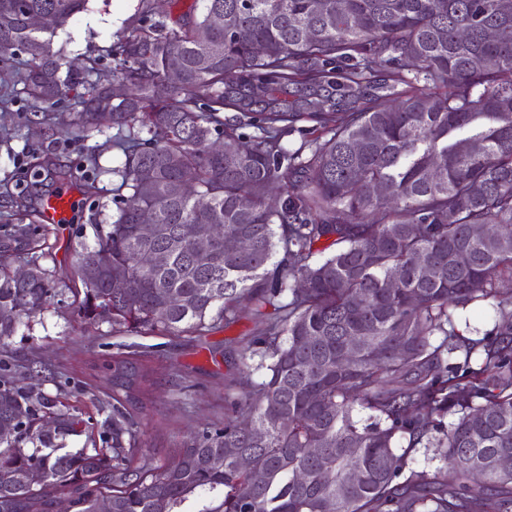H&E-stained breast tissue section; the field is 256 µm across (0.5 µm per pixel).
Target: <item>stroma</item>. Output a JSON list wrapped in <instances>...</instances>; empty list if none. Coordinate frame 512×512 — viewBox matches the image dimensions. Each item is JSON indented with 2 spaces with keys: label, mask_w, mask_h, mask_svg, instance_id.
<instances>
[{
  "label": "stroma",
  "mask_w": 512,
  "mask_h": 512,
  "mask_svg": "<svg viewBox=\"0 0 512 512\" xmlns=\"http://www.w3.org/2000/svg\"><path fill=\"white\" fill-rule=\"evenodd\" d=\"M143 10L142 0H88L86 11L57 32L52 49L69 57L95 59V77H106L112 72L113 44L127 27L137 24ZM27 62V54L21 51L0 59V100H9L8 105L0 103V224L16 221L4 186L24 178L33 158L52 151L67 176L62 180L41 176L35 189L36 205H43L62 184L78 189L69 224L47 229L49 250L41 263L61 276L69 272L76 250L94 245L91 219L106 224L115 220L118 209L112 194L116 181L112 170L123 163L124 155L112 145L114 128H78L79 90L69 91L60 104L49 108L52 131L31 123L35 107L20 81ZM93 155L98 156L102 169L92 178L88 171ZM253 334L254 323L247 317L200 338L136 336L113 331L108 322L84 329L73 297L65 290L20 327L8 351L21 360L38 357L39 387L50 395L67 390L68 403L78 404L93 416L99 406L107 404L111 385L103 378H89L90 366L123 344L152 347L141 428L146 447L158 457L169 458L176 455L183 436L191 430L223 418L225 393L240 375L244 347Z\"/></svg>",
  "instance_id": "35a3bbf8"
}]
</instances>
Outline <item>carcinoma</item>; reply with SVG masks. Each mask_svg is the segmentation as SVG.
<instances>
[{
    "label": "carcinoma",
    "mask_w": 512,
    "mask_h": 512,
    "mask_svg": "<svg viewBox=\"0 0 512 512\" xmlns=\"http://www.w3.org/2000/svg\"><path fill=\"white\" fill-rule=\"evenodd\" d=\"M85 4L0 0V56L35 46L21 78L34 103L55 105L94 69L51 50ZM147 13L112 47L126 97L102 104L97 80L81 101L78 125L111 124L125 160L112 170L122 207L94 222L72 293L84 324L118 332L199 337L249 315L262 378L242 371L224 418L165 461L140 442L146 353L96 367L112 380L102 420L19 383L0 353V427L15 428L0 437V512H53L62 496L71 512L102 500L180 512L216 492L206 512H512L500 463L512 456V40L489 35L512 29V0H196L171 24ZM30 14L52 15V30L27 29ZM300 122L311 138L288 149ZM143 209L153 238L137 233ZM214 224L224 233L202 253ZM45 248L41 226L0 225L1 348L55 297ZM144 251L165 262L144 266ZM18 260L32 278L11 276ZM476 302L492 303L495 326L473 339L455 312ZM86 431L103 447H66ZM418 448L442 449L443 465L410 467Z\"/></svg>",
    "instance_id": "cac0c4a2"
}]
</instances>
